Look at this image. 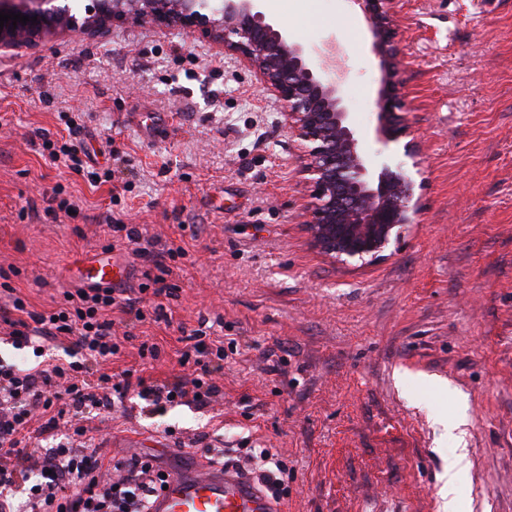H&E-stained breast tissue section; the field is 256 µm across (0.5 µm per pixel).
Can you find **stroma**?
Masks as SVG:
<instances>
[{"label":"stroma","mask_w":512,"mask_h":512,"mask_svg":"<svg viewBox=\"0 0 512 512\" xmlns=\"http://www.w3.org/2000/svg\"><path fill=\"white\" fill-rule=\"evenodd\" d=\"M266 15L308 54L336 42L359 151L412 179L415 224L381 260L322 255L304 225L301 149L251 68L152 23L54 35L0 51V267L14 270L0 278V312L17 298L50 309L78 287V258L113 245L129 269L120 288L145 318L107 311L116 335L134 336L106 372L192 377L182 336L203 324L224 358L209 405L157 411L133 388L84 408L106 458L171 471L204 460L206 445L267 448L288 465L280 512H444L448 463L465 447L458 512H512V0H398L410 157L408 142L375 140L380 72L347 0H281ZM71 123L96 168L122 157L111 181L90 187L43 156ZM110 216L153 252L184 248L168 262L171 297L141 292L150 255L114 242ZM5 333L0 323L1 363L71 359L68 344L38 352ZM144 341L158 360L140 357Z\"/></svg>","instance_id":"obj_1"}]
</instances>
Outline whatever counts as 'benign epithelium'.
<instances>
[{"mask_svg":"<svg viewBox=\"0 0 512 512\" xmlns=\"http://www.w3.org/2000/svg\"><path fill=\"white\" fill-rule=\"evenodd\" d=\"M83 22L59 0H0V11L36 21L4 22L0 50L36 46L60 33L101 34L119 20L149 21L198 32L252 66L281 104L288 128L302 143V172L314 187L306 221L314 247L339 261L371 262L383 257L392 237L414 223L411 181L387 167L375 172L358 148L335 70L336 45L314 63L281 25L269 20L261 0H99ZM371 36L381 72L377 92V139L387 144L409 134L399 115L405 107L399 78L400 34L393 23L394 0H352Z\"/></svg>","mask_w":512,"mask_h":512,"instance_id":"7a95c632","label":"benign epithelium"}]
</instances>
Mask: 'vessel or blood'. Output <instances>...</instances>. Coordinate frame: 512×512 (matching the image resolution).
Here are the masks:
<instances>
[{
	"label": "vessel or blood",
	"mask_w": 512,
	"mask_h": 512,
	"mask_svg": "<svg viewBox=\"0 0 512 512\" xmlns=\"http://www.w3.org/2000/svg\"><path fill=\"white\" fill-rule=\"evenodd\" d=\"M82 276L94 286L122 281L126 267L101 253L86 254ZM150 512H277L259 484L231 467L199 465L173 472L150 504Z\"/></svg>",
	"instance_id": "obj_1"
}]
</instances>
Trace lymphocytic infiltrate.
I'll list each match as a JSON object with an SVG mask.
<instances>
[{"label": "lymphocytic infiltrate", "mask_w": 512, "mask_h": 512, "mask_svg": "<svg viewBox=\"0 0 512 512\" xmlns=\"http://www.w3.org/2000/svg\"><path fill=\"white\" fill-rule=\"evenodd\" d=\"M86 152L84 144L66 141L50 147L48 157L82 174L91 186L109 182L110 172L87 166ZM114 307L143 317L135 301L114 288L67 291L62 303L41 312L26 311L17 301L14 315L0 316L12 341L67 339L82 355L78 361L28 371L0 365V491L30 485L16 512H149L152 497L168 477L149 457L105 466L103 456L89 446L86 428L75 422L82 407H111L113 396L131 386L126 376L116 381L106 373L94 379L87 375L86 359L105 363L121 352L112 323L104 317ZM66 418L74 422L67 441L28 448L31 421H38V434L53 437Z\"/></svg>", "instance_id": "obj_1"}]
</instances>
